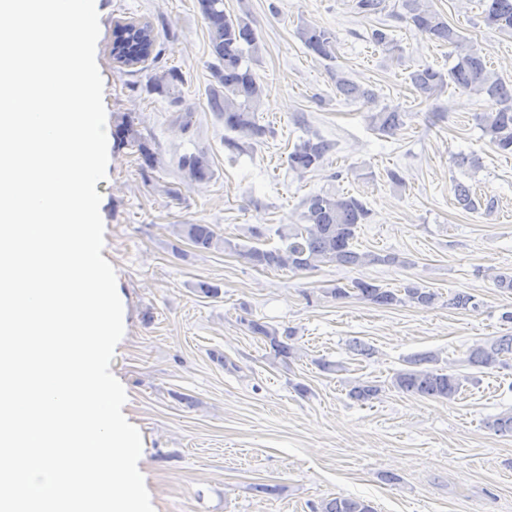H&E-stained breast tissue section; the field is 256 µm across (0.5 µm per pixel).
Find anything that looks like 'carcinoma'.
<instances>
[{
    "label": "carcinoma",
    "mask_w": 512,
    "mask_h": 512,
    "mask_svg": "<svg viewBox=\"0 0 512 512\" xmlns=\"http://www.w3.org/2000/svg\"><path fill=\"white\" fill-rule=\"evenodd\" d=\"M199 11L207 24L211 64L220 89L211 93L212 108L224 120V130L244 138H259L266 134L265 127L256 121V112L263 103L264 88L252 65L259 61L262 47L249 19L233 17L224 11V0H197ZM405 20L429 40L453 48L456 63L447 72L431 65H422L408 75L416 97L427 102L452 85L464 92L482 96L492 103L485 112L475 116L489 143L504 155L512 154V86L503 82L488 68L478 50L442 14L433 9L430 0H403ZM482 20L486 26L512 29V0H483ZM298 35L308 51L324 59L333 58L336 37L329 30L310 24L299 27ZM162 54L158 48L154 29L147 22L120 24L112 42V56L117 62L130 66L148 60L157 61ZM336 92L345 100L357 102L372 98L373 92L341 74L335 77ZM405 113L385 107L372 116L374 130L394 135L404 125ZM112 139L119 145L135 148L142 166L155 168L156 152L149 141L134 127V120L124 115L112 130ZM333 150V144L322 138H308L294 145L288 154V167L305 173L320 166ZM185 180L190 184L212 178L213 172L203 154H185L178 162ZM458 205L466 211H476L481 205L475 192L464 183L453 188ZM303 223L277 230L280 245L264 248L260 244L263 233L252 232L256 245H242L238 254L254 266L282 271H306L319 263H334L341 267L369 264H392L393 256L374 252H359L354 246L358 225L366 223L370 212L354 196L321 191L307 195L301 203ZM179 232L198 250L207 252L232 247L231 241L218 234L211 224H181ZM330 294L336 299L356 295L376 305L393 306L414 303L428 307L438 294L418 285L403 289L382 288L376 284L357 280L351 288L337 286ZM248 330L264 340L283 362L295 357L291 333L279 335L277 329L261 320H250ZM512 355V334L500 336L489 343L476 344L467 350L465 362L478 368H492L502 357ZM439 361L435 353L416 355L408 360L409 367L394 374L391 385L396 390L429 400H451L469 380L466 375L450 373L434 367ZM381 387L370 382H359L349 390L350 398L366 403L378 398ZM312 512H375L369 502L353 497H334L312 507Z\"/></svg>",
    "instance_id": "obj_1"
}]
</instances>
